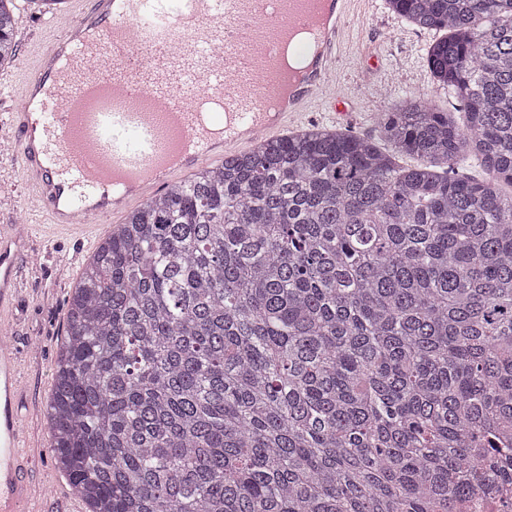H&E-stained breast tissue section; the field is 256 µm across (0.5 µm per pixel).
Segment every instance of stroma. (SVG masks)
Returning a JSON list of instances; mask_svg holds the SVG:
<instances>
[{
	"label": "stroma",
	"instance_id": "stroma-1",
	"mask_svg": "<svg viewBox=\"0 0 512 512\" xmlns=\"http://www.w3.org/2000/svg\"><path fill=\"white\" fill-rule=\"evenodd\" d=\"M16 54L5 72L14 84L35 52L64 30L31 13L25 0H14ZM437 32L408 24L392 13L386 0H354L347 33L338 47L340 68L324 97L309 109V124L336 128L357 136H378V122L408 97L463 122L464 110L447 89L434 82L425 62ZM336 120H328V113ZM13 225L15 247L24 263L17 293L5 313L4 326L14 336L21 381V415L27 451L37 469L32 485L33 512H69L78 503L67 476L55 463L47 425L56 344L65 328L66 301L93 252L81 234H54L28 195L17 159L14 136L0 125V225Z\"/></svg>",
	"mask_w": 512,
	"mask_h": 512
}]
</instances>
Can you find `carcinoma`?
Listing matches in <instances>:
<instances>
[{
    "mask_svg": "<svg viewBox=\"0 0 512 512\" xmlns=\"http://www.w3.org/2000/svg\"><path fill=\"white\" fill-rule=\"evenodd\" d=\"M387 3L445 31L464 127L406 99L389 150L260 139L101 238L49 405L85 512H453L512 482V0Z\"/></svg>",
    "mask_w": 512,
    "mask_h": 512,
    "instance_id": "obj_1",
    "label": "carcinoma"
}]
</instances>
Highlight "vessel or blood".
<instances>
[{"label": "vessel or blood", "mask_w": 512, "mask_h": 512, "mask_svg": "<svg viewBox=\"0 0 512 512\" xmlns=\"http://www.w3.org/2000/svg\"><path fill=\"white\" fill-rule=\"evenodd\" d=\"M77 23L41 49L5 121L29 194L53 231L103 217L175 171L219 158L304 114L336 68L350 0H331L320 51L284 111L277 44L311 0H72ZM223 63H215L216 51ZM0 225V315L21 263ZM16 349L0 339V512H32Z\"/></svg>", "instance_id": "1"}]
</instances>
